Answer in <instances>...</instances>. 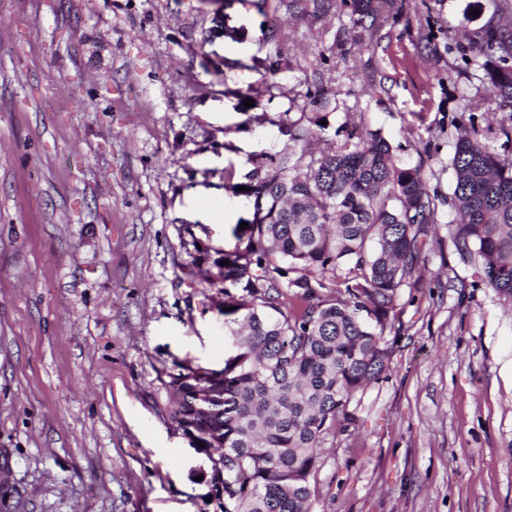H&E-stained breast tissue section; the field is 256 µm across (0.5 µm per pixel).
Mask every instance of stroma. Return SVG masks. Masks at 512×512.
<instances>
[{
  "instance_id": "obj_1",
  "label": "stroma",
  "mask_w": 512,
  "mask_h": 512,
  "mask_svg": "<svg viewBox=\"0 0 512 512\" xmlns=\"http://www.w3.org/2000/svg\"><path fill=\"white\" fill-rule=\"evenodd\" d=\"M499 0H404L378 43L339 0H0V448L11 512H214L169 415L178 364L233 338L216 265L249 158L308 95L422 165L435 244L390 368L323 443L312 512H512V301L449 235L470 48ZM252 106H245V99Z\"/></svg>"
}]
</instances>
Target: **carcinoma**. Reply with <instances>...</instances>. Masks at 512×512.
Instances as JSON below:
<instances>
[{
	"label": "carcinoma",
	"instance_id": "cac0c4a2",
	"mask_svg": "<svg viewBox=\"0 0 512 512\" xmlns=\"http://www.w3.org/2000/svg\"><path fill=\"white\" fill-rule=\"evenodd\" d=\"M353 24L374 37L397 0H342ZM484 30L470 80L512 101V0ZM487 104L460 93L463 111ZM286 123L289 141L314 138L322 117ZM241 195L248 228L224 252V323L237 325L233 353L217 370L184 364L171 375L172 418L204 447L203 480L217 512H310L321 441L354 394L389 368L384 339L394 301L420 287L438 223L423 166L403 165L380 133L352 128L319 156L301 149L251 157ZM451 235L462 260H481L486 287L512 299V162L489 136L457 128ZM290 303H284V298Z\"/></svg>",
	"mask_w": 512,
	"mask_h": 512
}]
</instances>
